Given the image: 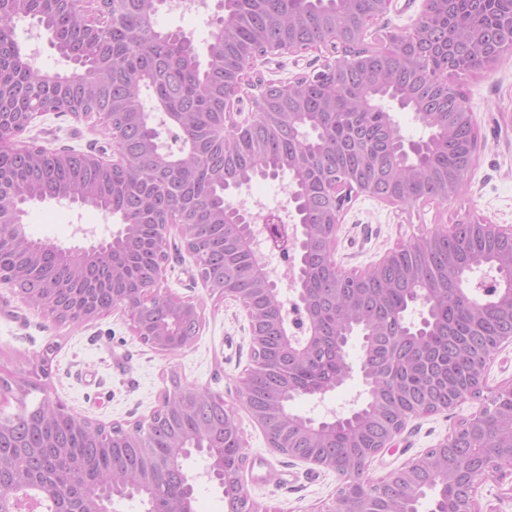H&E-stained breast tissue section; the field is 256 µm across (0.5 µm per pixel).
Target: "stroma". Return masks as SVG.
Wrapping results in <instances>:
<instances>
[{
  "label": "stroma",
  "instance_id": "35a3bbf8",
  "mask_svg": "<svg viewBox=\"0 0 512 512\" xmlns=\"http://www.w3.org/2000/svg\"><path fill=\"white\" fill-rule=\"evenodd\" d=\"M422 3L394 0L390 12L369 28V41L379 44L387 32L412 27ZM462 85L479 135L476 159L463 191L446 202L403 210L375 198H357L336 237L334 256L343 269L366 270L397 245L454 224L466 214L503 227L512 225V54L503 56L494 73L464 78ZM22 139L49 150L110 146L93 122L69 114L37 118ZM25 222L31 237L67 248L89 245L93 238L115 229L113 223H101L100 212L93 207L64 206L53 200L33 205ZM164 285L203 307L198 337L177 354L160 353L138 340L121 312L80 325L56 323L27 306L8 285H0V377L24 374L33 362L47 360L45 384L53 401L91 421L126 429L157 408L171 376L220 391L227 403L237 407L246 441L243 477L250 499L267 506L269 512H331L340 483L336 474L275 452L260 426L236 404L238 379L251 365L246 311L230 299L214 302L193 258L184 252L169 257ZM362 390L361 377L355 374L324 399L297 401L294 410L319 420L327 408H350ZM480 407V402L472 400L454 415L432 414L409 422L394 447L372 461L370 476L381 477L444 441L459 419ZM182 465L198 477L194 512H224L221 489L203 477L207 459L194 453L183 458Z\"/></svg>",
  "mask_w": 512,
  "mask_h": 512
}]
</instances>
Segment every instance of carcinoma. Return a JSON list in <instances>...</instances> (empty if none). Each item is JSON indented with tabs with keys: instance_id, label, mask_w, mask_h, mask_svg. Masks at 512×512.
I'll return each mask as SVG.
<instances>
[{
	"instance_id": "carcinoma-1",
	"label": "carcinoma",
	"mask_w": 512,
	"mask_h": 512,
	"mask_svg": "<svg viewBox=\"0 0 512 512\" xmlns=\"http://www.w3.org/2000/svg\"><path fill=\"white\" fill-rule=\"evenodd\" d=\"M223 13L205 52L181 31L156 29L155 16L166 0H101L95 18L84 0H0V113L12 122L0 138L22 129L26 112L78 115L106 114L121 134L126 165L95 164L73 148L49 152L37 145L0 155L10 173L0 180V223L14 220L15 208L45 199L80 198L89 206L128 225L116 241L122 264L112 257L96 264L97 283L71 272L64 258L48 252L41 288L56 276L66 278L75 298L100 308L112 305V288L132 291L150 276L155 248L146 224H166L177 217L192 225L211 269L212 287L232 280L252 301L254 327L264 335V365L245 390L248 404L263 412L274 434L288 443V456L336 458L341 492L348 497L368 487L379 512L399 507L416 512V500L402 501L401 483L380 482L362 468V460L397 417H422L441 405L456 406L459 390L480 394L482 365L501 336L512 335V298L495 289L463 296L461 275L496 264H512V244L496 239L487 225L457 224L443 235L434 232L401 246L384 264L359 278H336L334 256L327 249L326 218L334 208L327 187L347 179L376 197L405 201L440 199L465 184L478 144L472 120L459 110L457 91L434 80L448 69V55L478 60L476 49H502L512 43V0H453L421 20L422 40L416 56H404L401 43L412 30L387 35L376 52L356 39L361 25L380 15L378 0H223ZM24 21L37 24L71 68L43 72L36 68L16 35ZM339 41L349 57L304 83L297 99L275 82L258 81L256 124L240 140L226 144L216 136L224 122L225 99L239 87L242 63L254 52L288 46L313 47ZM390 99L413 112L429 130L425 146L410 159V169L395 172L386 164L396 151L399 129L387 112L363 110L361 99ZM174 118L187 148L168 161L151 146L154 115L144 104ZM288 176L300 203L298 222L307 242L298 257L301 285L318 316L320 341L306 357L288 360L284 336L272 323L274 310L256 289L260 265L249 236L226 225L225 192L257 177ZM424 297L420 322L407 331L414 296ZM176 336L187 342L195 320L175 319ZM372 337L378 358L371 364L374 385L354 419L325 425L311 436L306 419L293 413V402L320 388L343 384L349 368L341 337L347 330ZM512 404L503 402L486 418L468 426L461 447L448 453L433 448L418 464L419 497L435 492L433 512L444 505L436 470L465 467L489 448L509 445ZM44 432L63 447H39ZM185 447L206 446L208 466L229 476L244 463L231 429L224 427V398L203 388L169 404L146 431L120 425L99 436L79 434L69 422L17 411L0 416V465L26 488L48 497L51 512H77L86 490L102 483L113 502L139 498L145 512H177L182 469L172 463L176 440Z\"/></svg>"
}]
</instances>
